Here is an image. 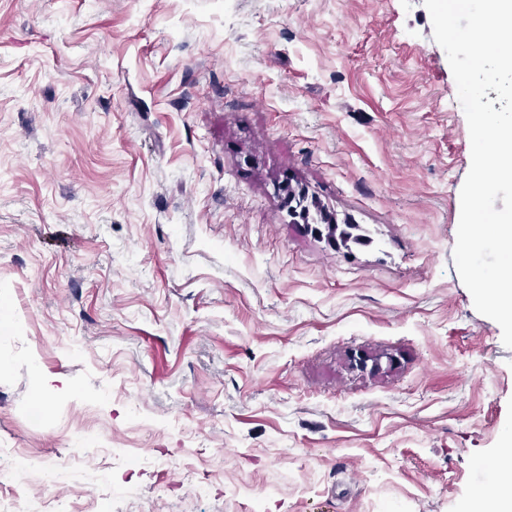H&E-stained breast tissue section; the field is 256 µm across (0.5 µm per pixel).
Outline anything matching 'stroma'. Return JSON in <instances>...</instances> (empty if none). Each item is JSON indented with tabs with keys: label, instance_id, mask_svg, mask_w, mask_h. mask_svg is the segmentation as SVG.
<instances>
[{
	"label": "stroma",
	"instance_id": "obj_1",
	"mask_svg": "<svg viewBox=\"0 0 512 512\" xmlns=\"http://www.w3.org/2000/svg\"><path fill=\"white\" fill-rule=\"evenodd\" d=\"M470 166L423 0H0V446L61 467L24 497L464 512L512 429Z\"/></svg>",
	"mask_w": 512,
	"mask_h": 512
}]
</instances>
